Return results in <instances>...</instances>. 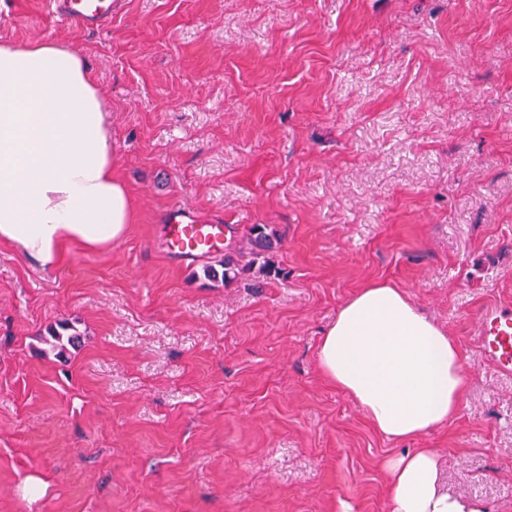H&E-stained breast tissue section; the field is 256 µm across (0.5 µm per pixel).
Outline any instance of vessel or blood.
Instances as JSON below:
<instances>
[{"label":"vessel or blood","instance_id":"1","mask_svg":"<svg viewBox=\"0 0 512 512\" xmlns=\"http://www.w3.org/2000/svg\"><path fill=\"white\" fill-rule=\"evenodd\" d=\"M115 0H50V12L60 25H78L88 32L112 22ZM167 252L176 257H202L222 251L224 227L199 224L180 211H172L166 226ZM478 342L485 359L503 373H512V309L488 305L478 318Z\"/></svg>","mask_w":512,"mask_h":512}]
</instances>
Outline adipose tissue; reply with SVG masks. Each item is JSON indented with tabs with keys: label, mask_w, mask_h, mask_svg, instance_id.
<instances>
[{
	"label": "adipose tissue",
	"mask_w": 512,
	"mask_h": 512,
	"mask_svg": "<svg viewBox=\"0 0 512 512\" xmlns=\"http://www.w3.org/2000/svg\"><path fill=\"white\" fill-rule=\"evenodd\" d=\"M132 219L84 59L54 41L1 43L0 244L53 266L68 245L110 246ZM318 359L388 440L420 437L459 412L458 344L388 282L367 284L339 309ZM386 469L393 512H484L481 502L441 490L433 449L391 458Z\"/></svg>",
	"instance_id": "1"
}]
</instances>
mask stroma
Segmentation results:
<instances>
[{
  "label": "stroma",
  "instance_id": "1",
  "mask_svg": "<svg viewBox=\"0 0 512 512\" xmlns=\"http://www.w3.org/2000/svg\"><path fill=\"white\" fill-rule=\"evenodd\" d=\"M35 40L94 75L135 222L51 267L0 245V512H391L411 448L512 512V374L477 339L512 307V0H118L99 34L0 0V41ZM174 208L223 252L169 257ZM256 224L282 275L205 277ZM375 280L465 357L457 416L402 442L319 367Z\"/></svg>",
  "mask_w": 512,
  "mask_h": 512
}]
</instances>
